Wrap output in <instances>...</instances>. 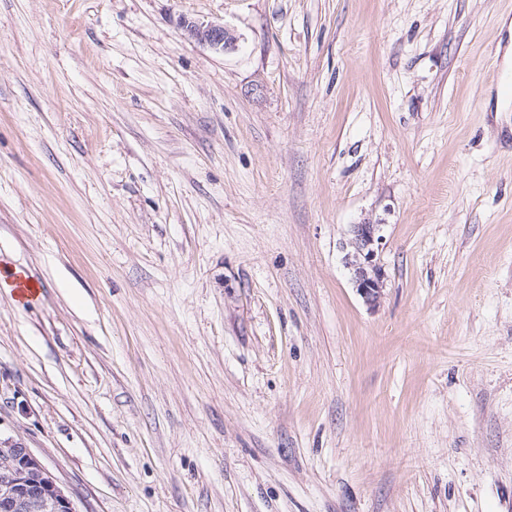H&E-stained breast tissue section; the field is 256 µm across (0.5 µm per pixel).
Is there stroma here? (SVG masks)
Returning a JSON list of instances; mask_svg holds the SVG:
<instances>
[{"mask_svg": "<svg viewBox=\"0 0 512 512\" xmlns=\"http://www.w3.org/2000/svg\"><path fill=\"white\" fill-rule=\"evenodd\" d=\"M511 44L512 0H0V440L76 512H512ZM183 27H185V30L191 38L215 50L223 51L234 41V37L224 25L184 22ZM351 247L346 263L351 270L357 291L370 305H375L384 285L385 271L380 264L381 235L379 224L370 221L351 227Z\"/></svg>", "mask_w": 512, "mask_h": 512, "instance_id": "35a3bbf8", "label": "stroma"}]
</instances>
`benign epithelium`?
I'll return each mask as SVG.
<instances>
[{
    "mask_svg": "<svg viewBox=\"0 0 512 512\" xmlns=\"http://www.w3.org/2000/svg\"><path fill=\"white\" fill-rule=\"evenodd\" d=\"M188 35L215 50L230 46L234 37L214 23H183ZM380 225L369 221L351 227L347 266L357 291L371 305L378 302L385 271L380 264ZM0 512H75L72 502L31 451L20 443L0 442Z\"/></svg>",
    "mask_w": 512,
    "mask_h": 512,
    "instance_id": "1",
    "label": "benign epithelium"
}]
</instances>
